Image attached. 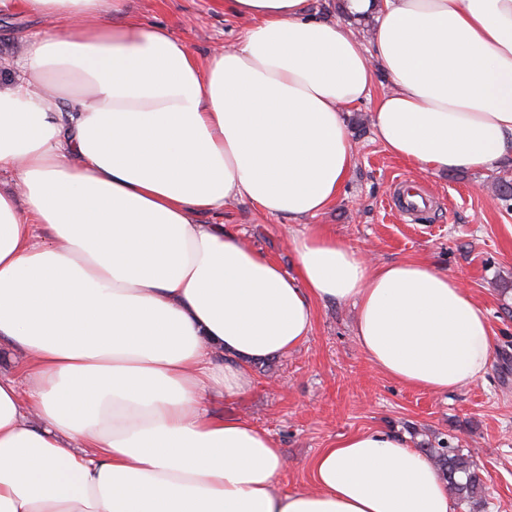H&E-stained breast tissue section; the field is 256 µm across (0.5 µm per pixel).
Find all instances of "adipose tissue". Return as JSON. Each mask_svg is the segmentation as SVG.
Listing matches in <instances>:
<instances>
[{
  "instance_id": "ef3b65f1",
  "label": "adipose tissue",
  "mask_w": 512,
  "mask_h": 512,
  "mask_svg": "<svg viewBox=\"0 0 512 512\" xmlns=\"http://www.w3.org/2000/svg\"><path fill=\"white\" fill-rule=\"evenodd\" d=\"M369 41L309 0H224L247 25L199 61L129 0H0L43 17L0 62V512H453L406 436L365 430L281 490L268 431L211 413L253 362L301 347L320 303L396 383L483 378L487 310L421 261L371 264L316 218L354 160L372 98L386 151L425 173L512 157V0H348ZM249 201L297 223L295 271L199 213Z\"/></svg>"
}]
</instances>
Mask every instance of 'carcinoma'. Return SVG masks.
Listing matches in <instances>:
<instances>
[{"label": "carcinoma", "instance_id": "carcinoma-1", "mask_svg": "<svg viewBox=\"0 0 512 512\" xmlns=\"http://www.w3.org/2000/svg\"><path fill=\"white\" fill-rule=\"evenodd\" d=\"M436 464L456 504L473 509L484 490L482 470L460 448H424Z\"/></svg>", "mask_w": 512, "mask_h": 512}]
</instances>
